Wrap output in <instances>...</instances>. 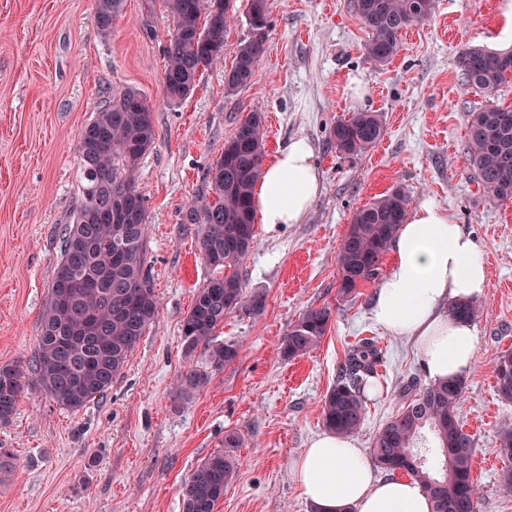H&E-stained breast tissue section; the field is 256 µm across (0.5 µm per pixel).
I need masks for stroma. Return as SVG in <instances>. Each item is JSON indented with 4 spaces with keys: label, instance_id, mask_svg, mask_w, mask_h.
I'll return each mask as SVG.
<instances>
[{
    "label": "stroma",
    "instance_id": "1",
    "mask_svg": "<svg viewBox=\"0 0 512 512\" xmlns=\"http://www.w3.org/2000/svg\"><path fill=\"white\" fill-rule=\"evenodd\" d=\"M502 0H435L430 18L405 29L400 50L379 67L363 53L367 31L354 0H267L271 28L247 87L228 92L224 71L248 33V0H234L224 60L180 103L163 95L165 48L173 30L163 0H125L110 37L95 0H0V365L30 368L64 229L79 201L76 144L94 112L120 88H137L154 112L155 139L136 184L146 200L147 259L158 312L104 397L77 412L26 388L0 446L13 468L0 472V512H181L182 486L225 433L238 432V467L217 512H312L294 460L324 433L322 400L349 351L372 339L381 353L357 438L375 432L406 396L428 386L420 352L376 327L369 306L378 280L338 292L337 246L353 211L400 187L412 203L434 201L479 243L490 284L473 320L476 356L464 377L459 424L473 442L480 512H512L501 481L498 437L512 429V402L496 389L494 360L512 349V201H492L469 162V112L512 104V82L490 94L467 85L457 66L467 47L512 50L499 24ZM265 151L288 140L313 145L323 190L307 219L257 229L239 272L246 292L266 295L261 316H226L217 341L242 352L219 370L203 351L185 356L181 324L215 271L200 258L188 202L208 167L253 110ZM382 113V139L358 156L330 141L349 113ZM331 312L307 355L279 347L309 309ZM208 378L185 400L175 386L188 366Z\"/></svg>",
    "mask_w": 512,
    "mask_h": 512
}]
</instances>
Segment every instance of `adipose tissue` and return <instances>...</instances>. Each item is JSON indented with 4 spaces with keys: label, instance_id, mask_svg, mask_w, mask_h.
<instances>
[{
    "label": "adipose tissue",
    "instance_id": "obj_1",
    "mask_svg": "<svg viewBox=\"0 0 512 512\" xmlns=\"http://www.w3.org/2000/svg\"><path fill=\"white\" fill-rule=\"evenodd\" d=\"M314 148L295 138L267 161L254 187L257 223L266 230L301 224L320 195ZM481 249L463 225L425 200L412 208L391 242V266L373 293L370 318L394 336L414 339L429 379L463 377L475 358L469 323L449 306L487 292ZM293 475L317 512H432L421 484L407 476H378L355 436L325 433L293 463Z\"/></svg>",
    "mask_w": 512,
    "mask_h": 512
}]
</instances>
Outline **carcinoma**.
<instances>
[{
  "label": "carcinoma",
  "mask_w": 512,
  "mask_h": 512,
  "mask_svg": "<svg viewBox=\"0 0 512 512\" xmlns=\"http://www.w3.org/2000/svg\"><path fill=\"white\" fill-rule=\"evenodd\" d=\"M173 19L166 49L163 94L179 103L195 89L204 71L221 63L224 39L234 20L231 0H165ZM124 0H95V18L101 32L112 33V22ZM356 12L368 30L363 49L373 63L385 65L400 50L401 32L426 20L434 0H355ZM247 19L255 34L240 44L234 64L224 70L229 92L248 85L269 36L267 0H248ZM465 81L492 93L512 79V51L495 52L467 47L458 57ZM382 113L353 112L336 122L331 132L336 151L358 155L383 137ZM154 142L153 111L133 87L113 94L85 124L78 138L81 196L71 223L66 225L57 268L81 265L86 277L71 282L66 300L51 283L41 316L38 348L33 361V383L51 401L72 411L103 396L126 366L158 311L147 262L145 201L136 186L140 159ZM467 143L470 163L490 197L512 201V107L491 102L469 113ZM263 115L255 110L240 122L224 151L207 173L206 190L192 200L183 223L196 225L195 246L201 259L221 275L199 288L182 322L187 355L201 347L209 368L221 369L241 353L234 341L217 342L214 333L232 312L258 316L265 310V294L243 290L239 266L249 256L256 236L252 190L263 167ZM131 191L125 229L127 251L113 253L112 197ZM409 196L394 189L357 208L349 230L337 248L342 296L373 279L385 253L405 222ZM480 312L473 301L449 306L455 320L472 321ZM331 312L307 310L283 337L280 355L294 359L313 349L324 337ZM379 356L375 344L363 340L348 355L342 375L322 402L324 426L338 435L355 434L365 416L364 393ZM499 396L512 401V349L495 358ZM23 370L0 366V424L16 413L24 390ZM207 380V373L190 367L179 376L176 395L188 398ZM464 381L431 383L414 394L399 413L373 437L375 465L391 474L402 472L419 481L432 499L433 512H479L478 487L472 476L471 438L459 424V402ZM430 429L442 456L437 475L421 458L419 439ZM240 435H224V448L209 455L188 476L182 488V512H216L224 487L237 470L234 449Z\"/></svg>",
  "instance_id": "cac0c4a2"
}]
</instances>
